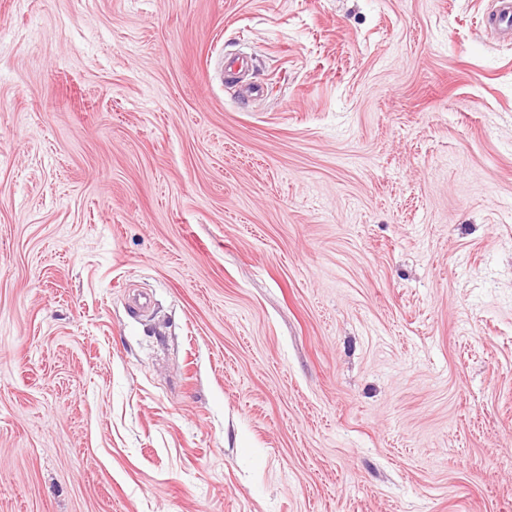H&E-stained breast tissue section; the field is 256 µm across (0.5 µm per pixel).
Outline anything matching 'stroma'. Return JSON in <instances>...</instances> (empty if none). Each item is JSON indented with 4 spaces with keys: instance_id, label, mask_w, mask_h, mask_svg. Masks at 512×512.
I'll return each mask as SVG.
<instances>
[{
    "instance_id": "obj_1",
    "label": "stroma",
    "mask_w": 512,
    "mask_h": 512,
    "mask_svg": "<svg viewBox=\"0 0 512 512\" xmlns=\"http://www.w3.org/2000/svg\"><path fill=\"white\" fill-rule=\"evenodd\" d=\"M488 8L0 0V512H512Z\"/></svg>"
}]
</instances>
